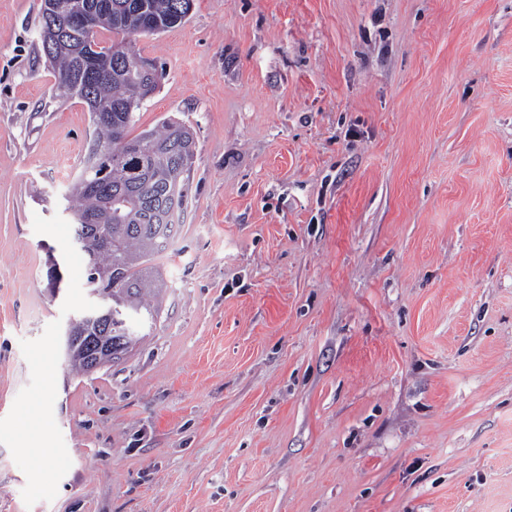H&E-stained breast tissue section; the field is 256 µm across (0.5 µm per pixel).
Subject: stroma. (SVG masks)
<instances>
[{
  "label": "stroma",
  "mask_w": 512,
  "mask_h": 512,
  "mask_svg": "<svg viewBox=\"0 0 512 512\" xmlns=\"http://www.w3.org/2000/svg\"><path fill=\"white\" fill-rule=\"evenodd\" d=\"M0 0V512H512V0H194L154 322L72 373L90 142ZM64 275L48 283V257Z\"/></svg>",
  "instance_id": "stroma-1"
}]
</instances>
